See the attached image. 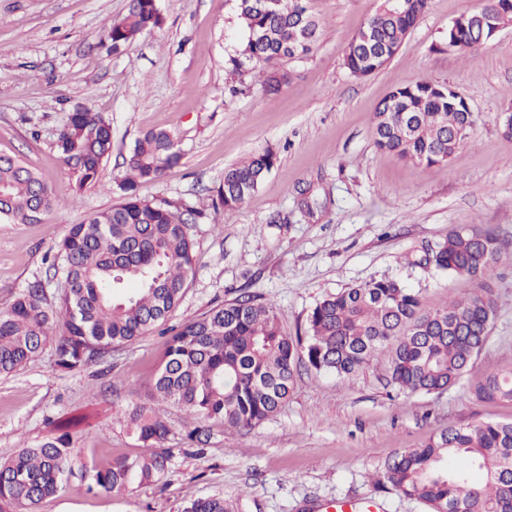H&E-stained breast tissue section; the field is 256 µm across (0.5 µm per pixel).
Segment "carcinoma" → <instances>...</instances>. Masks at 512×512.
Returning <instances> with one entry per match:
<instances>
[{"label": "carcinoma", "instance_id": "carcinoma-1", "mask_svg": "<svg viewBox=\"0 0 512 512\" xmlns=\"http://www.w3.org/2000/svg\"><path fill=\"white\" fill-rule=\"evenodd\" d=\"M244 38L226 61L230 75L258 69L261 87L277 92L290 74L285 59L307 57L318 24L307 0H237ZM504 0H483L460 15L458 54L467 58L488 41L489 25L512 23ZM429 0H381L352 36L344 65L356 77L381 70L400 49ZM156 0H132L127 14L107 24L102 39L120 52L144 33L161 28ZM375 144L404 162L446 163L471 138L475 122L463 99L428 81L395 87L374 114ZM56 147L78 190L98 182L112 153L110 124L97 112L77 107L60 130ZM175 138L150 131L139 138L119 182L121 200L70 225L58 244L64 291L50 299L36 282L0 311V373H12L56 339V366L78 370L112 348L136 340L163 323L179 306L193 275L189 214L174 201L140 198L136 186L178 164ZM277 162L266 149L224 171L214 189V208L232 211L255 193ZM56 200L49 184L20 158L0 155V218L39 224ZM505 254L495 231L455 227L426 259L425 266L461 278L471 291L426 310L404 282L384 277L343 288L323 298L304 331L284 329L274 305L251 293L184 323L171 336L152 385L153 400L172 403L205 420L253 427L273 416L293 389L297 363L345 377L366 368L389 350L388 384L401 392L441 393L470 371L487 344L497 301L490 280ZM127 282L137 288L121 294ZM479 402H512V370L473 379ZM129 425L149 451L95 464L88 490L122 492L131 484L159 478L172 457L162 447L169 429L159 408H134ZM73 445L68 430L0 461V512H31L54 495L68 472ZM378 484L418 500L431 512H512V422L450 426L417 448H405L383 467ZM181 512H235L221 496L194 500Z\"/></svg>", "mask_w": 512, "mask_h": 512}]
</instances>
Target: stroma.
Returning a JSON list of instances; mask_svg holds the SVG:
<instances>
[{
    "instance_id": "stroma-1",
    "label": "stroma",
    "mask_w": 512,
    "mask_h": 512,
    "mask_svg": "<svg viewBox=\"0 0 512 512\" xmlns=\"http://www.w3.org/2000/svg\"><path fill=\"white\" fill-rule=\"evenodd\" d=\"M477 3L430 0L383 69L357 78L345 51L379 0H310L318 41L303 61L285 62L288 85L234 95L224 62L243 37L237 0H157L162 28L118 54L101 37L130 0H0V153L36 170L57 200L43 223L0 221V310L35 281L59 295L51 267L58 243L70 225L117 201L131 148L158 129L174 134L181 160L140 183L139 196L203 212L189 226L194 271L170 324L245 291L271 302L291 334L326 295L373 279L403 280L429 309L467 292V282L418 260L457 225L488 226L512 242V137L497 123L512 109V24L471 58L447 48L449 24ZM419 79L451 86L477 117L468 144L431 167L374 143L378 102ZM77 106L112 128L99 183L82 191L55 146ZM267 148L278 162L262 187L233 211L213 209L211 190L225 169ZM491 284L498 310L474 378L512 366V257ZM168 340L160 327L68 373L56 369L50 342L20 370L0 374V459L79 421L67 478L35 512H180L215 494L238 512H316L328 500L363 497L379 499L383 512H427L377 486L388 458L450 426L512 419V403L475 401L464 381L440 394L393 389L384 350L349 377L301 362L287 402L250 429L164 406L174 456L161 478L122 493L88 491L93 463L144 453L127 417L151 405ZM199 426L209 434L201 453L187 438Z\"/></svg>"
}]
</instances>
